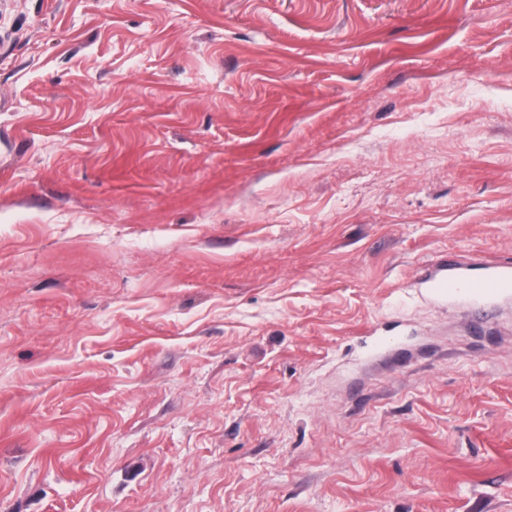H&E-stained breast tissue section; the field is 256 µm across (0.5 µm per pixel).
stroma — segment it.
Instances as JSON below:
<instances>
[{
    "label": "stroma",
    "mask_w": 512,
    "mask_h": 512,
    "mask_svg": "<svg viewBox=\"0 0 512 512\" xmlns=\"http://www.w3.org/2000/svg\"><path fill=\"white\" fill-rule=\"evenodd\" d=\"M512 0H0V512H512ZM431 290L442 297L463 294L476 302L489 301L512 293V267L500 265L480 275H443L431 281Z\"/></svg>",
    "instance_id": "35a3bbf8"
}]
</instances>
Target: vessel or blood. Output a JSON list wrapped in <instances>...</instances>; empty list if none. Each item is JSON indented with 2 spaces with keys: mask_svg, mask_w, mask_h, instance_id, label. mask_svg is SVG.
I'll return each mask as SVG.
<instances>
[{
  "mask_svg": "<svg viewBox=\"0 0 512 512\" xmlns=\"http://www.w3.org/2000/svg\"><path fill=\"white\" fill-rule=\"evenodd\" d=\"M431 289L442 297L463 294L476 302L489 301L512 293V267L500 265L480 275H443L432 280Z\"/></svg>",
  "mask_w": 512,
  "mask_h": 512,
  "instance_id": "1",
  "label": "vessel or blood"
}]
</instances>
